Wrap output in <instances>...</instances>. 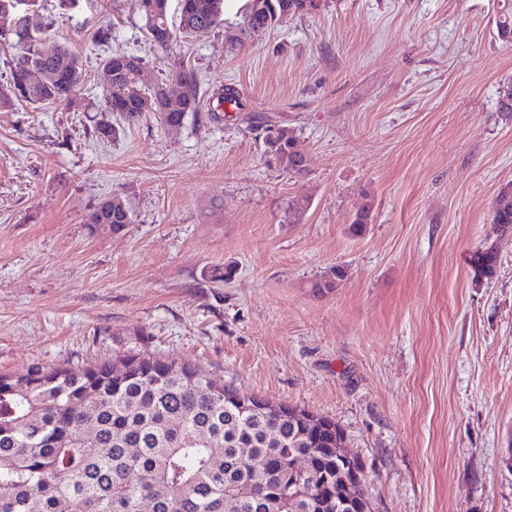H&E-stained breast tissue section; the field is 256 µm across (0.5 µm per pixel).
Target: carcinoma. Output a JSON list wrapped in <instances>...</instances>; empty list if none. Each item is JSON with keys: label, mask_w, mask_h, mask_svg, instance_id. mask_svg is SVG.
<instances>
[{"label": "carcinoma", "mask_w": 512, "mask_h": 512, "mask_svg": "<svg viewBox=\"0 0 512 512\" xmlns=\"http://www.w3.org/2000/svg\"><path fill=\"white\" fill-rule=\"evenodd\" d=\"M37 0H0V40L24 44L11 67L0 109L19 102L63 103L83 80L80 58L67 48L42 57L41 32H31L25 14ZM169 0H141L151 42L166 47L179 37L209 34L222 21L224 0H180L179 23L169 20ZM313 0H248L239 32L260 38L284 17L309 11ZM499 40L512 43V7L496 20ZM112 87L102 89L107 111L132 125L147 112L176 129L200 111L197 96L179 109L162 107L171 84L197 90L194 68L181 65L149 86L138 77L142 57L115 50L104 60ZM44 68L43 81L23 87L17 77ZM267 161L294 173L307 161L296 138L265 127ZM498 196L507 202L492 212L498 232L512 233V182ZM88 224L131 222L125 199L116 195ZM479 277L491 278L498 252L487 244L473 254ZM343 438L331 419L216 384L201 367L139 353L74 371L58 367L21 376L0 374V512H336V479L349 473L336 457ZM303 461L321 479L315 506L289 500L297 486L295 464Z\"/></svg>", "instance_id": "obj_1"}]
</instances>
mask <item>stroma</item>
Returning <instances> with one entry per match:
<instances>
[{
    "label": "stroma",
    "mask_w": 512,
    "mask_h": 512,
    "mask_svg": "<svg viewBox=\"0 0 512 512\" xmlns=\"http://www.w3.org/2000/svg\"><path fill=\"white\" fill-rule=\"evenodd\" d=\"M246 2L163 49L140 0L35 6L43 49L70 47L84 79L68 103L0 111V373L189 362L335 421L375 512H512V234L493 278L470 265L512 182L499 0H320L234 47ZM118 48L151 82L195 68L201 112L98 139ZM227 86L243 110L209 119ZM268 125L304 173L266 163ZM113 195L131 224L91 230ZM335 266L345 279L313 291Z\"/></svg>",
    "instance_id": "obj_1"
}]
</instances>
